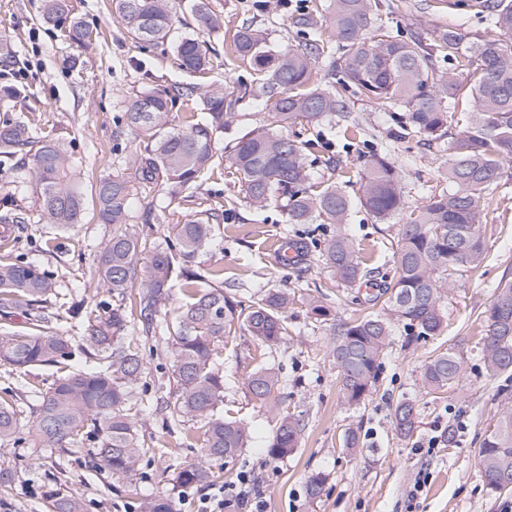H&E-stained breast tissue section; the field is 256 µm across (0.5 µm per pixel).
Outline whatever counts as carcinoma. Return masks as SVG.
<instances>
[{
  "mask_svg": "<svg viewBox=\"0 0 512 512\" xmlns=\"http://www.w3.org/2000/svg\"><path fill=\"white\" fill-rule=\"evenodd\" d=\"M329 29L340 56L330 62L329 74L338 81L320 83L315 65L324 48L312 40L302 48L275 50L267 33L250 26L238 30L232 54L247 62L259 76L233 97L224 85L211 84L189 91L194 105L208 114L205 123L169 127L168 92H143L129 99L120 121L144 139L143 149L125 161L123 172L104 176L94 190L95 217L112 225L91 277V287L117 298L102 315L87 318L86 344L105 355L108 366L98 372H67L38 395L30 425L34 447L63 448L81 439L93 443L99 468L121 479L131 476L150 446L139 434L131 410L144 404L139 384L144 367L139 348L127 340L128 329L140 322L150 334L155 316L173 301L170 283L178 278L183 303L167 325L177 390L165 409L180 422L199 425L200 455L177 465L173 487L209 482L210 462L234 457L246 447L248 428L227 416L224 376L219 372L224 339L247 330L271 349L287 333L285 325L292 298L288 289L273 288L250 300L249 305L212 286L223 270L204 269L196 258L209 243L212 224L222 212L210 208L176 224L167 225L172 236L165 249H153L144 270L140 256L147 249L144 228L131 223L134 192L160 182L176 198L197 187L201 174L228 164L239 176L246 202L263 208L271 197L287 198L288 223L311 224L325 218L343 224L350 200L336 186L309 192L310 172L304 146L282 133L296 121L315 124L344 111L343 91L351 88L370 102L406 109L407 124L429 144L453 138L447 175L452 189L426 197L399 225L394 252L395 275L375 282L358 246L344 234L330 238L321 261L333 278L348 286L373 282V304L383 312H365L340 324L332 358L339 368L345 403L362 401L375 382L379 357L389 343L393 322H403L419 336H434L444 329L442 303L451 291L450 277L465 268L477 272L485 258L479 224L488 206L485 192L498 181L504 161L512 158V0L489 6L487 23L494 37L472 39L454 29L428 38L416 32L407 40L392 35L379 18L376 0H331ZM188 9L199 26L213 29L218 18L207 0H112V11L129 36L142 43L167 38L178 13ZM69 11L68 0H44L42 21L56 22ZM181 67L202 74L211 67L210 50L199 38H183L175 47ZM455 64L468 83L436 68L438 59ZM248 98L270 106L273 121L244 133L220 155L216 134L237 117L235 108ZM466 108L458 110L460 101ZM31 156L32 178L40 190V219L60 228L82 223L85 198L80 172L63 141L46 135L31 139L21 122H0V166L13 165L17 156ZM362 204L373 218L388 224L406 209L402 177L382 155L364 169ZM0 296L20 305L46 303L58 298L56 282L38 266L21 261L8 241H0ZM483 359L488 373L512 371V283L497 287L496 299L485 314ZM68 343L43 331V318L29 330L0 339V362L18 373L65 358ZM463 375L460 355L452 348L433 356L423 370L425 386L432 390L458 382ZM280 379L273 368L257 367L247 388L254 400L268 402ZM277 426L268 456L279 459L299 445V421L276 413ZM17 404L0 401V442L11 440L21 426ZM414 404L396 407V429L409 435L415 425ZM480 460L488 486L512 488V407L505 409L483 440ZM507 478L508 483L501 482ZM54 512H82L77 496L54 500ZM142 512H174L172 500L159 495L142 504Z\"/></svg>",
  "mask_w": 512,
  "mask_h": 512,
  "instance_id": "carcinoma-1",
  "label": "carcinoma"
}]
</instances>
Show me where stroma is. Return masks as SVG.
<instances>
[{"mask_svg": "<svg viewBox=\"0 0 512 512\" xmlns=\"http://www.w3.org/2000/svg\"><path fill=\"white\" fill-rule=\"evenodd\" d=\"M484 0H377L378 12L389 28L402 36L422 32L432 36L456 28L473 37L490 36ZM220 25L209 30L195 21L175 24L166 41L143 47L132 40L112 13V0H70V15L57 25L44 24L41 0H0V35L8 36L14 55L0 61V86L18 83L31 95L23 102L0 97V118L23 122L33 136L54 134L63 140L83 173V188L91 190L97 178L122 171L125 156L139 149V137L121 131L117 119L125 103L146 91L184 90L201 81L223 83L238 92L250 83L255 70L231 60V38L243 26L267 30L275 49L302 47L308 35L297 21L308 15L305 4L288 6L281 0H209ZM93 30L85 46L70 44L66 34L71 21ZM185 36H196L216 50L219 66L206 77L181 70L174 47ZM347 117L320 124L289 125L290 138L309 142L307 162L315 187L336 185L353 205L346 224L324 220L292 224L283 202L272 199L265 208L250 207L236 174L228 166L216 168L200 189L170 199L163 185L138 190L132 200L133 216L146 203H154L156 219L150 245L168 242L167 227L182 218L218 205L224 218L214 225L202 267L224 271V290L244 300L267 289H288L293 302L288 309V333L263 359V345L244 330L230 337L221 370L226 383L224 407L248 426L245 451L214 462L215 481L183 488L175 496L176 512H202L215 506L230 490L249 481L263 512H503L512 503V488L496 491L486 484L479 461L484 438L498 413L512 405V371L489 375L482 355L484 313L499 284L512 282V160L505 162L497 183L489 187V206L480 232L487 259L483 274H458L455 289L443 303L446 328L427 338L397 329L392 343L379 359L376 383L359 405H346L338 369L330 355L339 324L352 321L366 307L364 293L338 285L320 258L326 239L344 232L360 245L367 264L383 273L393 271L396 224H381L360 205L359 183L352 177L366 161L394 140L390 161L400 171L405 200L420 206L426 196L447 190L444 171L449 152L425 145L419 135L403 136V109L369 105L346 94ZM12 201L30 217L17 230L14 249L21 260L39 265L52 276L71 302L92 307L111 304L110 294L90 288V272L112 235L108 224L84 219L61 229L40 219L39 192L28 166L0 170V201ZM289 236L309 246L305 272L278 264L274 244ZM318 297L328 316L313 313L310 297ZM45 315L46 330L65 336L73 370L103 367L85 340L86 315L62 312L59 306L15 308L0 300V338L26 331L31 317ZM141 349L142 379L149 404L136 408L138 429L151 442L147 455L129 478L117 481L96 467L91 444L77 443L67 450L33 452L26 427L0 445V465L9 466L16 479L0 491V512H50L61 495H76L83 512H141L147 498L166 493L175 458L198 454V431L192 424H173L156 401L157 385L174 391L172 359L165 330L146 336L134 332ZM455 349L463 360L460 382L438 389L424 388L423 369L429 357ZM275 367L281 384L274 393L276 407L255 401L246 382L262 362ZM56 367L44 366L26 377L0 364V398L28 390L18 407L24 420L33 418L32 391L46 390L57 377ZM413 401L417 419L409 436L394 427L400 400ZM288 412L301 423L298 450L282 459L268 457L267 448L276 427V411ZM356 431V449L344 446L347 431ZM325 479L317 499H309L306 482L312 475ZM422 492H414L417 479Z\"/></svg>", "mask_w": 512, "mask_h": 512, "instance_id": "1", "label": "stroma"}]
</instances>
